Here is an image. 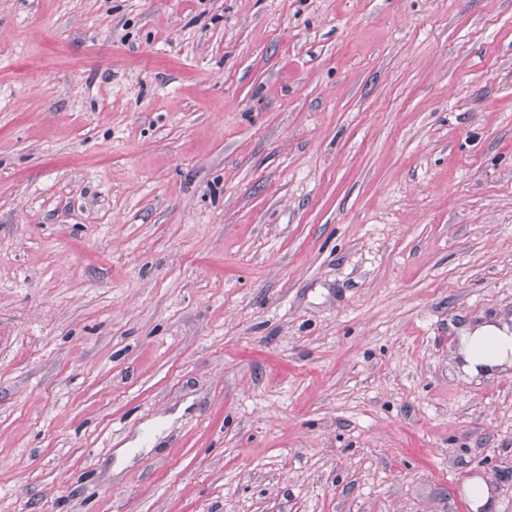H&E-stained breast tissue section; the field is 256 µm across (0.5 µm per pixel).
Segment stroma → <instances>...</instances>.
<instances>
[{
    "label": "stroma",
    "mask_w": 512,
    "mask_h": 512,
    "mask_svg": "<svg viewBox=\"0 0 512 512\" xmlns=\"http://www.w3.org/2000/svg\"><path fill=\"white\" fill-rule=\"evenodd\" d=\"M512 0H0V512H512ZM493 346V355L485 357L481 349L486 345ZM460 353L464 361V369L477 373L481 369L498 367L512 363V333L494 324H485L474 331L461 336Z\"/></svg>",
    "instance_id": "1"
}]
</instances>
